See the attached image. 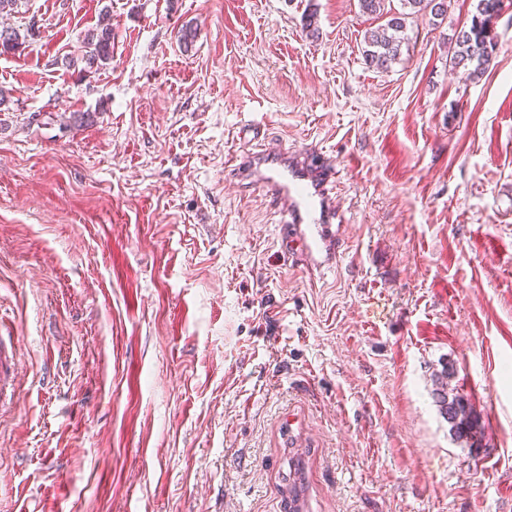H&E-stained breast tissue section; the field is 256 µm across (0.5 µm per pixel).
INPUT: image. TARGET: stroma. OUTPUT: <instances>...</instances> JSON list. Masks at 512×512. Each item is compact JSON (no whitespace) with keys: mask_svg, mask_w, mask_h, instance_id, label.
Wrapping results in <instances>:
<instances>
[{"mask_svg":"<svg viewBox=\"0 0 512 512\" xmlns=\"http://www.w3.org/2000/svg\"><path fill=\"white\" fill-rule=\"evenodd\" d=\"M408 13L388 71L359 0H21L0 53V512H512V0ZM112 61L66 66L102 17ZM191 27L190 47L178 31ZM335 172L336 268L283 256L235 158ZM479 419L455 439L431 392ZM470 24L455 32L454 47L449 63L452 70L461 72L466 79L482 75L492 65L496 55L497 35L489 36L483 21L498 13L500 0H476ZM20 363V336H3L0 332V416L2 417L13 402L11 382ZM454 375V369L443 366L440 373L435 374V389L433 390V398L439 407L440 414L448 422L449 431L457 440L473 439L477 425L476 416L473 414L472 407L467 399L458 392H448V379Z\"/></svg>","mask_w":512,"mask_h":512,"instance_id":"stroma-1","label":"stroma"}]
</instances>
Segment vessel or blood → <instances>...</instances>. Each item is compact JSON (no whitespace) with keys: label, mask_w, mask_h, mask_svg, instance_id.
<instances>
[{"label":"vessel or blood","mask_w":512,"mask_h":512,"mask_svg":"<svg viewBox=\"0 0 512 512\" xmlns=\"http://www.w3.org/2000/svg\"><path fill=\"white\" fill-rule=\"evenodd\" d=\"M239 174L267 186L282 206V243L289 258L314 271L336 266L344 243L332 173L313 152L268 149L247 157ZM20 363V339L0 335V416L13 405L11 382Z\"/></svg>","instance_id":"1"}]
</instances>
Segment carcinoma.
<instances>
[{
    "mask_svg": "<svg viewBox=\"0 0 512 512\" xmlns=\"http://www.w3.org/2000/svg\"><path fill=\"white\" fill-rule=\"evenodd\" d=\"M415 13H430L433 18L444 17L448 13L450 0H404ZM500 0H477L475 12L470 23L465 24L455 32L453 51L449 58L451 68L462 73L467 79L482 75L492 65L495 59L497 39L484 28L485 18L499 11ZM35 25H29L28 32L22 34L19 30L5 27L0 29V52H8L19 48ZM406 29V14L392 15L385 24L366 31L363 51L366 64L370 67L386 71L401 55L404 38L400 33ZM112 25L107 20L89 31L83 40V50L79 59L71 58L68 66L75 65L80 60L85 63V69L100 68L112 60ZM454 375V369L443 366L440 373L435 375L433 398L439 407L440 414L448 422L449 431L460 440L472 439L477 425L476 416L467 399L459 393L448 391V379Z\"/></svg>",
    "mask_w": 512,
    "mask_h": 512,
    "instance_id": "obj_1",
    "label": "carcinoma"
}]
</instances>
